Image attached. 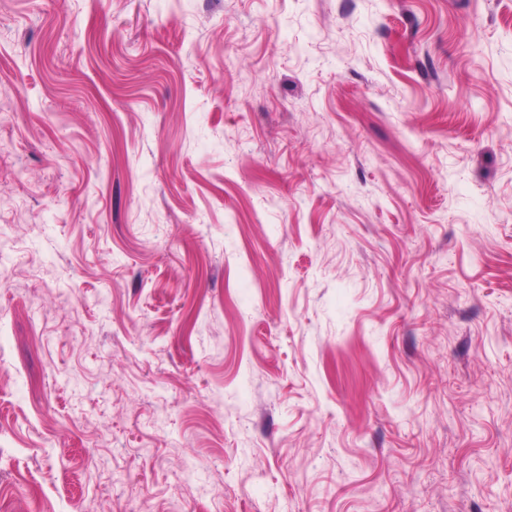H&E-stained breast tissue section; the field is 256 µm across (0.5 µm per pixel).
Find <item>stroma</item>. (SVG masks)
Returning <instances> with one entry per match:
<instances>
[{
	"label": "stroma",
	"mask_w": 512,
	"mask_h": 512,
	"mask_svg": "<svg viewBox=\"0 0 512 512\" xmlns=\"http://www.w3.org/2000/svg\"><path fill=\"white\" fill-rule=\"evenodd\" d=\"M0 512H512V0H0Z\"/></svg>",
	"instance_id": "obj_1"
}]
</instances>
